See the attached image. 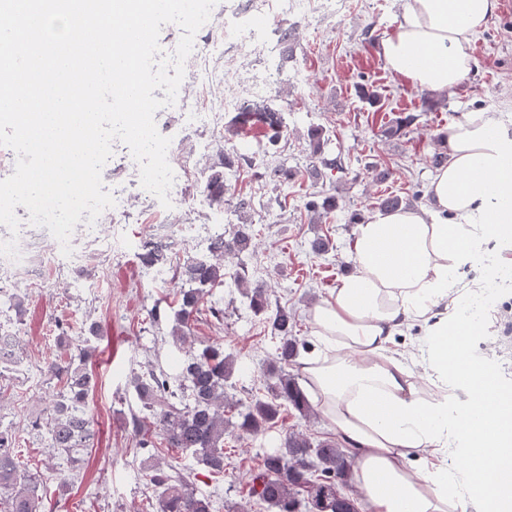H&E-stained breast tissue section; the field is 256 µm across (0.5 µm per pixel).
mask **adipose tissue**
<instances>
[{
    "instance_id": "adipose-tissue-1",
    "label": "adipose tissue",
    "mask_w": 512,
    "mask_h": 512,
    "mask_svg": "<svg viewBox=\"0 0 512 512\" xmlns=\"http://www.w3.org/2000/svg\"><path fill=\"white\" fill-rule=\"evenodd\" d=\"M498 0H404L381 43L386 69L435 93L473 65L472 40ZM493 112L467 110L441 133L448 156L426 205L376 211L355 229L352 273L308 313L322 345L303 360L306 385L345 447L364 512H466L448 476V445H469L468 465L487 484L484 512H512V424L473 418L452 386L475 387L485 366L460 338L470 323L449 314L457 271L488 236H512V138ZM419 325V355L395 348Z\"/></svg>"
}]
</instances>
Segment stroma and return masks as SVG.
I'll return each mask as SVG.
<instances>
[{"label":"stroma","instance_id":"obj_1","mask_svg":"<svg viewBox=\"0 0 512 512\" xmlns=\"http://www.w3.org/2000/svg\"><path fill=\"white\" fill-rule=\"evenodd\" d=\"M272 2V8L257 9L250 0H217L209 23L195 35L179 96L163 109L171 139L167 161L177 191L170 209L147 212L137 199H129L121 222L107 215L81 229L79 264L54 259L33 234L29 243L41 262L0 268V327L20 337L22 360L0 378V422L12 426L29 469L48 463L68 469L64 485L53 471L45 474L43 496L58 512H145L151 493L138 436L130 425L141 409L133 376L149 365L173 370L171 331L181 283L147 274L141 241L152 237L170 243L167 256L173 263L203 252V242L184 237L182 225L213 220L232 232L240 222L233 198L250 195L257 247L240 261L249 282L264 285L270 308L285 307L295 315L300 360L288 371L297 377L301 359L319 350L307 320L310 307L328 298L353 270L357 218L376 211L382 195L407 199L427 190L433 170L424 157L439 148L440 130L459 110H495L502 132L512 137V0H499L497 12L474 39L472 69L445 95L403 84L384 66L380 44L399 23L404 0H333L322 18L307 27L298 23L302 0ZM228 11L239 14V28L234 38L221 40L211 31ZM273 29L291 31L294 42L279 83L268 87L264 76L278 57L276 46L268 42ZM239 80L261 85L262 99L282 112L287 132L279 149H270L254 132L232 134L225 126L214 129L203 122V110L231 96L230 86ZM365 84L378 90L379 104L361 98L359 88ZM405 117L409 125L387 134L391 120ZM317 126L328 136V156H341L345 170L312 181L305 173L307 131ZM223 148L244 153L255 164L225 173L229 195L217 205L208 201L204 187ZM282 162L294 170L292 181L281 184L265 177L266 168ZM380 166L391 171L383 182L374 178ZM318 193L338 200L337 208L320 219L305 207ZM320 236L331 241L328 253L312 250ZM17 294L25 299L26 312L20 317L12 308ZM214 298L224 309V321L199 316L191 328L196 344L218 342L237 357L240 370L226 385L229 394L242 399L264 394L262 368L274 356L265 317L249 309L233 281H226ZM155 310L160 313L156 322L151 319ZM93 324L99 328L88 360L97 377L89 397L94 436L81 462L71 468L63 459H51L46 435L34 424L46 417L48 362L68 363L77 353L76 341L86 338ZM292 430L316 440L332 436L323 416L304 418L291 408L266 438L226 434L223 476L199 468L189 480L198 491L213 495L220 512H260L248 477L262 453Z\"/></svg>","mask_w":512,"mask_h":512}]
</instances>
